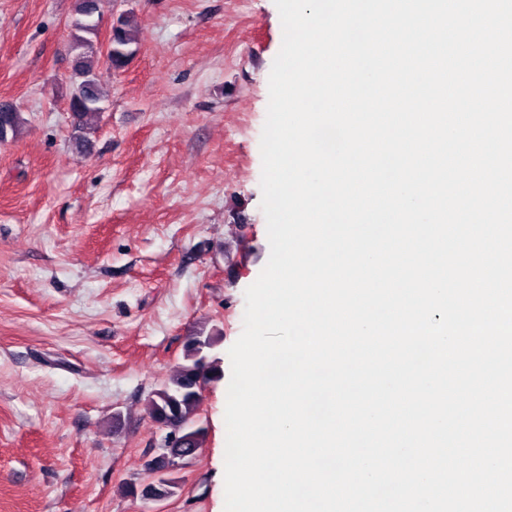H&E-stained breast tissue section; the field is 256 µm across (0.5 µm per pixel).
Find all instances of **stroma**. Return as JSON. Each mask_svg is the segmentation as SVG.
<instances>
[{"label":"stroma","instance_id":"1","mask_svg":"<svg viewBox=\"0 0 512 512\" xmlns=\"http://www.w3.org/2000/svg\"><path fill=\"white\" fill-rule=\"evenodd\" d=\"M75 0H0V512H221L228 351L267 263L260 139L283 29L274 0H104L132 11L128 65L100 59L105 110L71 143ZM214 332L206 440L150 480L165 435L146 404ZM25 119L17 106L8 100L0 101V143L14 139L19 134Z\"/></svg>","mask_w":512,"mask_h":512}]
</instances>
